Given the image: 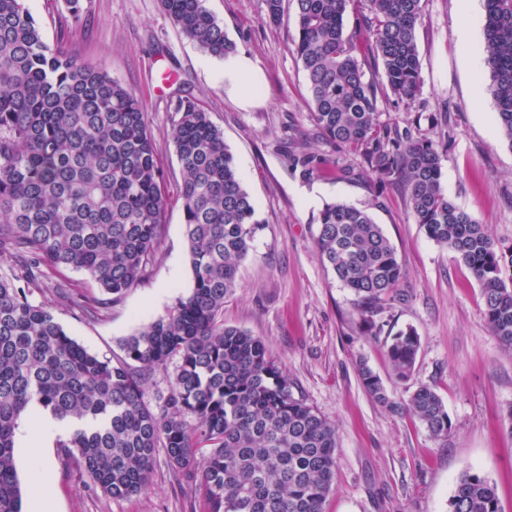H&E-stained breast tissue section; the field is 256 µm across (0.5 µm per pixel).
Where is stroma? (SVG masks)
Here are the masks:
<instances>
[{
  "label": "stroma",
  "instance_id": "stroma-1",
  "mask_svg": "<svg viewBox=\"0 0 512 512\" xmlns=\"http://www.w3.org/2000/svg\"><path fill=\"white\" fill-rule=\"evenodd\" d=\"M48 42L64 38L77 61L106 72L140 98L156 159L169 190L182 178L172 139L178 97L198 98L252 196L263 228L224 302L225 324L263 340L295 394L336 426V483L323 512H448L457 478L474 468L495 484L502 512H512V352L483 319L481 287L448 249L429 239L406 207L400 186H378L357 154H346L352 177L310 181L293 174L288 147L331 153L309 119L307 84L294 55L292 20L271 23L265 0H204L238 52L265 81L257 104L239 105L224 90L222 62L185 39L160 0H26ZM474 21L483 0H426L417 30L422 87L414 104L381 106L382 123L442 131L443 185L449 199L512 249V144L497 124L490 73L471 78L457 48L464 11ZM367 210L394 245L404 275L400 301L387 303L371 333L351 292L324 267L315 245L316 218L328 203ZM193 285L183 213L167 211L163 242L146 275L99 315L86 302L103 299L85 274L47 271L32 299L46 304L67 334L88 351L120 360L121 342L163 317ZM410 327L420 349L409 379L397 381L387 357L389 334ZM377 373L394 399L420 385L442 398L452 427L434 436L414 416L383 407L363 388L358 363ZM48 465L50 481L32 475ZM16 468L26 498L49 495L54 512H205L195 487L157 450L147 489L126 499L96 491L58 448L18 447Z\"/></svg>",
  "mask_w": 512,
  "mask_h": 512
}]
</instances>
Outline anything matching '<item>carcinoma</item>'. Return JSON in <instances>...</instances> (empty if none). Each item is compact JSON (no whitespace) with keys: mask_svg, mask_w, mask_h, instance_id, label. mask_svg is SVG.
Here are the masks:
<instances>
[{"mask_svg":"<svg viewBox=\"0 0 512 512\" xmlns=\"http://www.w3.org/2000/svg\"><path fill=\"white\" fill-rule=\"evenodd\" d=\"M181 34L224 59L236 44L204 0H160ZM295 54L308 83L309 117L336 153L358 154L376 181L399 182L428 238L478 280L492 335L512 350V267L503 251L443 188L442 144L420 120L401 130L380 122L379 104L413 103L420 91L417 28L425 0H289ZM480 48L496 119L512 145V0H484ZM352 27H347L348 16ZM375 77L366 78L365 68ZM172 128L182 166L179 197L193 288L169 313L122 341L117 363L87 351L52 312L31 301L33 277L0 274V512H23L16 433L31 411L67 426L60 455L112 499L140 493L155 453L195 482L207 512H323L336 477V429L294 396L265 343L224 325V299L261 230L224 132L190 95L177 99ZM303 179L325 159L287 154ZM167 209L146 113L107 73L50 44L26 0H0V262L28 257L38 268L85 273L119 300L153 265ZM316 245L327 270L368 317L403 277L396 250L370 214L325 205ZM420 348L411 328L390 336L396 379L409 378ZM177 360L159 410L145 401L146 373ZM371 398L407 410L435 436L451 420L435 390L397 401L366 364ZM449 512H501L496 487L474 469L458 478Z\"/></svg>","mask_w":512,"mask_h":512,"instance_id":"1","label":"carcinoma"}]
</instances>
